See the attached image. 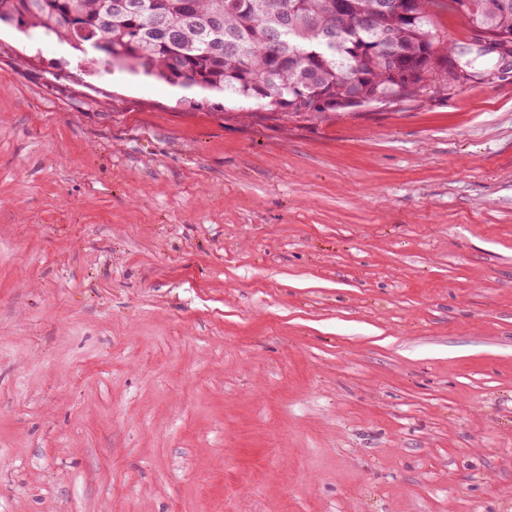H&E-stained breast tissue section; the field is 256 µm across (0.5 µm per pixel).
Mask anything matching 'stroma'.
I'll return each instance as SVG.
<instances>
[{
  "instance_id": "stroma-1",
  "label": "stroma",
  "mask_w": 512,
  "mask_h": 512,
  "mask_svg": "<svg viewBox=\"0 0 512 512\" xmlns=\"http://www.w3.org/2000/svg\"><path fill=\"white\" fill-rule=\"evenodd\" d=\"M304 121L0 23V512H512V57Z\"/></svg>"
}]
</instances>
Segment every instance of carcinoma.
<instances>
[{"label": "carcinoma", "instance_id": "carcinoma-1", "mask_svg": "<svg viewBox=\"0 0 512 512\" xmlns=\"http://www.w3.org/2000/svg\"><path fill=\"white\" fill-rule=\"evenodd\" d=\"M431 0H13L0 22L172 85L313 112L412 100L448 84ZM468 26L512 36V0H449Z\"/></svg>", "mask_w": 512, "mask_h": 512}]
</instances>
